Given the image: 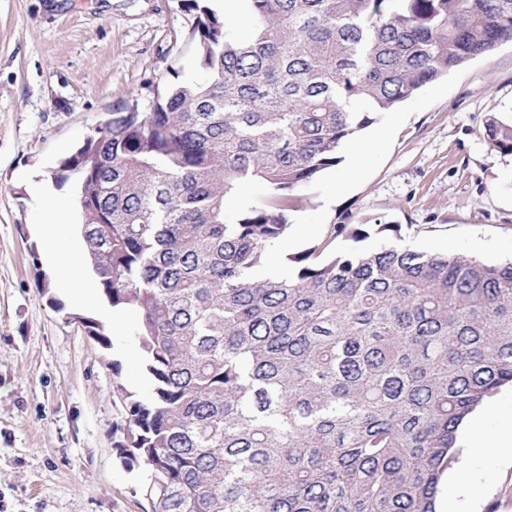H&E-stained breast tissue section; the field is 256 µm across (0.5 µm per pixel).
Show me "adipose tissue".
<instances>
[{
    "mask_svg": "<svg viewBox=\"0 0 512 512\" xmlns=\"http://www.w3.org/2000/svg\"><path fill=\"white\" fill-rule=\"evenodd\" d=\"M45 253L56 287L63 289L72 303L93 309L99 304L100 282L95 273L87 269L83 253L66 242L48 240Z\"/></svg>",
    "mask_w": 512,
    "mask_h": 512,
    "instance_id": "adipose-tissue-1",
    "label": "adipose tissue"
}]
</instances>
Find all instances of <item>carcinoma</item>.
<instances>
[{"label":"carcinoma","instance_id":"cac0c4a2","mask_svg":"<svg viewBox=\"0 0 512 512\" xmlns=\"http://www.w3.org/2000/svg\"><path fill=\"white\" fill-rule=\"evenodd\" d=\"M187 8L202 77L54 173L108 302L140 314L152 391L120 431L150 512H436L462 426L512 385V262L390 244L260 272L362 113L512 41V0H245L241 35ZM488 137L512 155V119Z\"/></svg>","mask_w":512,"mask_h":512}]
</instances>
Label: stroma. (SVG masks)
<instances>
[{
	"instance_id": "stroma-1",
	"label": "stroma",
	"mask_w": 512,
	"mask_h": 512,
	"mask_svg": "<svg viewBox=\"0 0 512 512\" xmlns=\"http://www.w3.org/2000/svg\"><path fill=\"white\" fill-rule=\"evenodd\" d=\"M184 0H0V512H147L146 469L127 465L116 423L123 392L147 397L129 311L110 349L85 323L100 310L74 306L53 284L43 242L80 239L81 213L49 221L50 198L75 197L53 174L110 114L148 110L167 84L201 70ZM512 117V42L428 84L355 137L371 139L358 175L348 160L300 190L289 214L314 225L297 246L324 241L342 255L400 239L427 252L512 260V155L487 136L490 119ZM346 190L329 195L328 180ZM364 225L360 242L332 236ZM395 224L398 236L377 232ZM464 451L457 512H512V458L492 441L512 423V388L491 399Z\"/></svg>"
}]
</instances>
